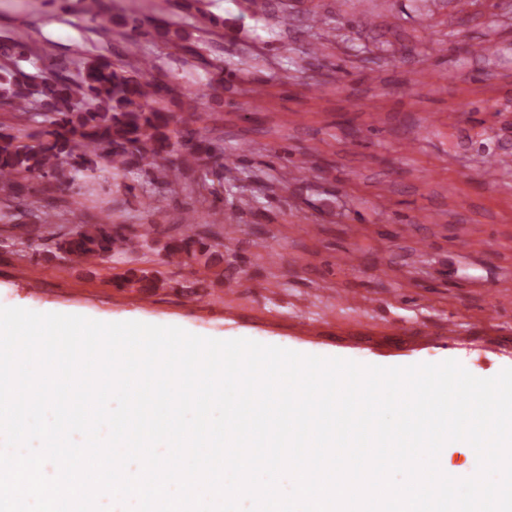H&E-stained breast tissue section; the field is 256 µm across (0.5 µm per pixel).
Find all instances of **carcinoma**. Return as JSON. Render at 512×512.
Masks as SVG:
<instances>
[{
    "mask_svg": "<svg viewBox=\"0 0 512 512\" xmlns=\"http://www.w3.org/2000/svg\"><path fill=\"white\" fill-rule=\"evenodd\" d=\"M85 9L101 32L112 31V18L102 10L101 0H93ZM153 25L154 19L146 16L125 21L129 46H136ZM29 56L31 49L21 37L0 44V107L26 116L34 100L41 105L47 126L28 142L0 132V189L18 200L23 215L40 225L52 222L53 215L27 201L24 189L36 180H54L62 189L88 173L117 175L136 168L148 184L166 178V190L173 192L184 170L205 168L224 158L219 141L183 131L181 116L151 105L154 97L171 89L155 81L148 62L116 69L108 60L93 58L76 77L68 66L50 62L34 76L18 65ZM128 243L120 224H77L68 238L57 243V249L70 261L93 255L103 262ZM162 250L166 259H177L198 278L206 276L208 263L202 258L211 253V245L193 229L165 243ZM126 281L143 290L164 285L142 269L130 270Z\"/></svg>",
    "mask_w": 512,
    "mask_h": 512,
    "instance_id": "carcinoma-1",
    "label": "carcinoma"
}]
</instances>
